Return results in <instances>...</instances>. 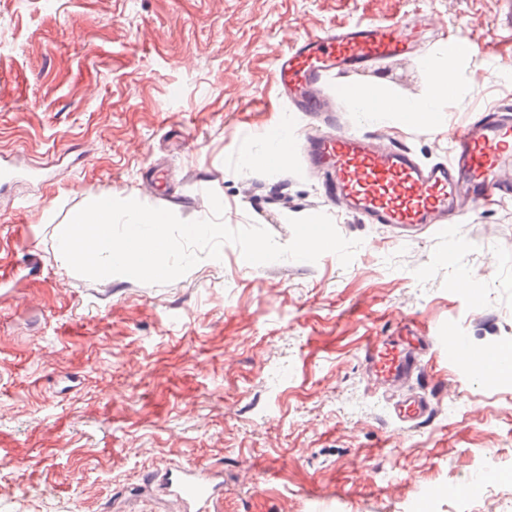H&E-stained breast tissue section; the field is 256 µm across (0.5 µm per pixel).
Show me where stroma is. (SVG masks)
Returning <instances> with one entry per match:
<instances>
[{"mask_svg":"<svg viewBox=\"0 0 512 512\" xmlns=\"http://www.w3.org/2000/svg\"><path fill=\"white\" fill-rule=\"evenodd\" d=\"M419 9L437 44L503 15L501 0H0V155L19 170L0 190V456L21 461L0 470V512H165L142 477L187 461L223 469L222 512H512V375L439 350L428 387H383L359 362L402 314L472 349L512 343V202L399 239L337 216L301 158L276 176L260 162L256 128L290 111L269 79L290 38ZM498 48L461 64L465 103L431 132L364 121L337 91L420 97L417 61L324 93L347 128L435 163L457 126L512 104V41ZM211 190L231 228L285 245L290 219L322 212L361 245L345 267L332 253L252 265L227 244L162 285L61 268L58 232L87 203L134 197L195 221ZM417 392L432 420L395 421Z\"/></svg>","mask_w":512,"mask_h":512,"instance_id":"obj_1","label":"stroma"}]
</instances>
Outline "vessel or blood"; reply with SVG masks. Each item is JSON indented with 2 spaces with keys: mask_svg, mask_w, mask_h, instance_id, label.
Returning <instances> with one entry per match:
<instances>
[{
  "mask_svg": "<svg viewBox=\"0 0 512 512\" xmlns=\"http://www.w3.org/2000/svg\"><path fill=\"white\" fill-rule=\"evenodd\" d=\"M429 27L421 14L391 22L336 24L295 38L275 59L272 80L279 94L322 125L321 130L289 141V151L323 175L325 195L360 223L456 224L485 196L512 199L511 106L483 113L456 130L448 141L447 161L434 164L423 163L405 146L385 143L377 133L336 125L322 90L326 79L391 59L415 58L425 46ZM455 347L454 338L433 341L402 316L390 335L367 337L359 356L374 381L394 386L414 378L425 384L429 376L423 357ZM393 415L414 427L429 421L433 410L426 397L413 394L394 404ZM221 476L215 467L189 462L156 469L146 479L171 497L181 512H219L224 501Z\"/></svg>",
  "mask_w": 512,
  "mask_h": 512,
  "instance_id": "b4317fda",
  "label": "vessel or blood"
}]
</instances>
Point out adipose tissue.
I'll return each instance as SVG.
<instances>
[{
  "label": "adipose tissue",
  "instance_id": "1",
  "mask_svg": "<svg viewBox=\"0 0 512 512\" xmlns=\"http://www.w3.org/2000/svg\"><path fill=\"white\" fill-rule=\"evenodd\" d=\"M473 53L466 40L455 35L430 49L418 63L428 82V91L422 97L394 98L387 95L378 83L347 85L345 97L352 111L376 121H384L392 114L403 125L435 128L436 114L444 103L451 99L463 102L461 74L456 64Z\"/></svg>",
  "mask_w": 512,
  "mask_h": 512
}]
</instances>
